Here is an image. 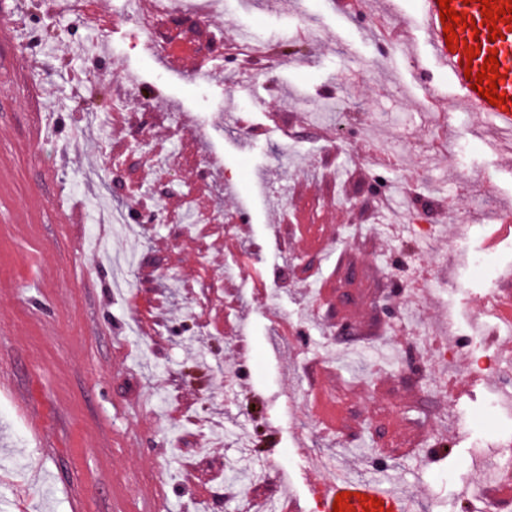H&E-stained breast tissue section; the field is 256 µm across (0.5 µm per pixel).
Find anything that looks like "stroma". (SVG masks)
Listing matches in <instances>:
<instances>
[{
    "label": "stroma",
    "instance_id": "obj_1",
    "mask_svg": "<svg viewBox=\"0 0 512 512\" xmlns=\"http://www.w3.org/2000/svg\"><path fill=\"white\" fill-rule=\"evenodd\" d=\"M418 14L419 0H361L352 15L338 0H215L145 32L117 0L66 13L0 0L15 31L0 42L5 512H71L73 488L83 512H148L149 493L162 512H241L232 478L260 471L263 494L317 512L309 483L343 467L415 512H465L488 440L512 434V415L488 407L512 358L486 328L479 351L498 373L469 374L484 292L459 256L512 260V231L496 238L512 143L448 76L420 82L437 64ZM379 18L408 26L410 44L382 50ZM242 32L288 42L235 83L224 43ZM381 195L395 224L375 218ZM412 224L435 226L429 256ZM346 252L364 276L342 290L343 322L320 289ZM440 335L452 364L413 378ZM321 368L338 375L326 393L350 433L312 410Z\"/></svg>",
    "mask_w": 512,
    "mask_h": 512
}]
</instances>
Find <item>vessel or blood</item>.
Instances as JSON below:
<instances>
[{"label": "vessel or blood", "mask_w": 512, "mask_h": 512, "mask_svg": "<svg viewBox=\"0 0 512 512\" xmlns=\"http://www.w3.org/2000/svg\"><path fill=\"white\" fill-rule=\"evenodd\" d=\"M456 12L465 14L467 18L477 20L476 30H462L454 45H447L444 38V24L440 16L438 0H420V23L426 44L435 58L439 68L447 72L462 99L466 104L482 112L491 119L498 130L504 134H512V23H499L501 36L496 41H489V31L482 23V13L477 0H451ZM478 44L477 58H468L465 50L468 45ZM497 49L498 68L497 92L506 98L505 104L494 106L474 91L472 82L466 79L465 70L480 72L489 49ZM323 512H333L337 495L347 494L348 500L344 512H411V506L400 493L384 486L377 479H356L347 476L334 478L316 484ZM377 499L376 507H367L368 499Z\"/></svg>", "instance_id": "obj_1"}]
</instances>
